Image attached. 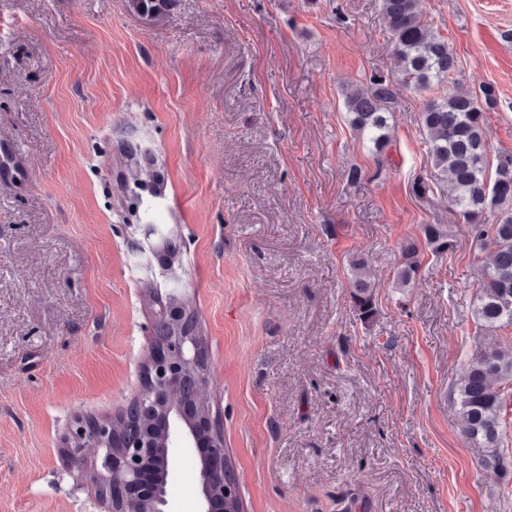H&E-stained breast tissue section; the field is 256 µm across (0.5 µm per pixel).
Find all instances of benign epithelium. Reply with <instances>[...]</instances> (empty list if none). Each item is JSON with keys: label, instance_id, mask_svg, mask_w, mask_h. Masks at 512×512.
<instances>
[{"label": "benign epithelium", "instance_id": "obj_1", "mask_svg": "<svg viewBox=\"0 0 512 512\" xmlns=\"http://www.w3.org/2000/svg\"><path fill=\"white\" fill-rule=\"evenodd\" d=\"M143 243L139 254H156V242L166 236L159 227H141ZM175 260L165 258L158 277L165 282L167 294L178 297L185 292L178 276ZM183 307L168 299L158 305L156 315L173 323L181 321ZM195 378L194 400L178 398L188 374ZM210 367L207 344L197 338L167 341L152 337L144 367L142 389L132 398L153 428L164 437L166 473H172V459L177 448L199 447L200 434L207 438L202 455L200 483L202 510L218 512L222 508L236 512L241 505L239 483L224 482L227 457L224 452V429L210 397ZM112 417L78 418L65 438V453L95 459L94 467L82 475V480L103 485L112 512H170L157 469L153 444L134 431L112 427Z\"/></svg>", "mask_w": 512, "mask_h": 512}]
</instances>
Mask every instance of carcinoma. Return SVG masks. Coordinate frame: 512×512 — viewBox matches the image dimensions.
Segmentation results:
<instances>
[{"label": "carcinoma", "instance_id": "1", "mask_svg": "<svg viewBox=\"0 0 512 512\" xmlns=\"http://www.w3.org/2000/svg\"><path fill=\"white\" fill-rule=\"evenodd\" d=\"M419 0H381V14L392 44V73H375L362 86L343 90L348 123L353 133L370 144L376 174L389 162L388 118L397 104L395 85L418 94L441 88L438 96L423 99L421 123L426 148L439 172V194L462 214L475 247L488 261L479 269L480 289L474 313L484 330L512 325V152L491 153V136L484 112L497 103V90L485 85L474 94L456 83V55L434 23L418 9ZM169 0H129L140 15L162 12ZM135 188L148 182L162 196L161 183L148 167H136ZM494 216V223L487 221ZM427 243L436 251H450L455 242L439 224L424 227ZM421 266L420 249L413 240L401 246V264L394 279L398 288L410 286ZM350 299L360 320L375 316L379 280L359 256L349 261ZM512 385V342L494 341L477 347L453 391L459 405L461 434L484 449L482 465L503 475L505 424L503 390Z\"/></svg>", "mask_w": 512, "mask_h": 512}]
</instances>
